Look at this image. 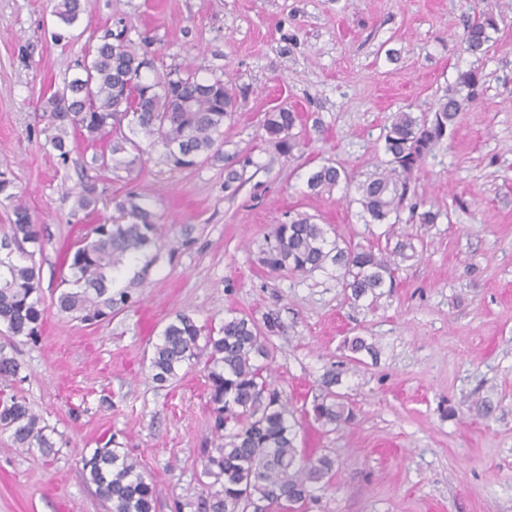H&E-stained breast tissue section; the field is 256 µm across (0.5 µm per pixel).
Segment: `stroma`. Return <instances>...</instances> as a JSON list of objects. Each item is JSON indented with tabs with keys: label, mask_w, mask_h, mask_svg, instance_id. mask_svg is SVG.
I'll use <instances>...</instances> for the list:
<instances>
[{
	"label": "stroma",
	"mask_w": 512,
	"mask_h": 512,
	"mask_svg": "<svg viewBox=\"0 0 512 512\" xmlns=\"http://www.w3.org/2000/svg\"><path fill=\"white\" fill-rule=\"evenodd\" d=\"M53 0H0V172L12 179L46 239L32 262L44 295L90 225L110 221L112 196L155 200L174 251L136 288L137 302L87 325L48 314L38 342L11 338L22 364L12 390L53 430L49 457L14 448L0 431V512H105L79 459L116 439L156 485L157 512L196 500L199 452L211 438L201 365L162 386L149 358L176 312L221 324L230 313L276 314L273 375L295 409L345 361L346 337L373 342L339 387L352 423L298 431L305 454H330L338 476L317 512H512V0H81L84 22L57 43ZM493 14L485 55L461 44L467 20ZM126 30L150 39L157 73L248 86L224 126V151L251 155L236 196L224 168L176 171L146 156L140 173L85 169L93 150L70 141L68 163L46 142L41 99L77 70L86 46ZM479 68V99L461 112L414 177V202L437 212L419 223L403 208L394 227L366 224L355 187L385 168L383 132L400 110L430 111L458 71ZM300 112L294 158L270 162L264 112ZM348 183L320 196L307 178L326 161ZM104 203L76 208L81 182ZM328 225L329 239L382 244L387 230L415 240L397 285L375 306L351 305L335 277L267 273L265 235L293 213ZM490 402V414L476 410Z\"/></svg>",
	"instance_id": "35a3bbf8"
}]
</instances>
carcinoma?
<instances>
[{
    "instance_id": "1",
    "label": "carcinoma",
    "mask_w": 512,
    "mask_h": 512,
    "mask_svg": "<svg viewBox=\"0 0 512 512\" xmlns=\"http://www.w3.org/2000/svg\"><path fill=\"white\" fill-rule=\"evenodd\" d=\"M80 0H56L53 16L55 42L70 38L81 22ZM492 15L468 22L463 41L468 53L486 50L489 31L496 28ZM78 71L42 104L50 113L56 134L50 139L61 163H66L69 133L97 144L91 165L104 172L132 173L144 162L146 148H163L165 163L173 170H190L203 163H224V191L236 195L252 160H230L224 155V124L233 119L238 97L245 89L220 78L203 79L198 73L173 71L163 79H150L154 68L149 43L136 46L124 32L110 33L88 50ZM477 70L458 72L433 106L425 112H397L383 135L388 167L358 183L360 218L366 224H389L404 207L414 173L423 165L435 142L455 124L459 112L477 99ZM298 113L281 107L264 114V141L279 158L290 159L301 148L292 130ZM348 179L346 172L325 163L307 178L313 194L333 191ZM12 181L0 172V196L12 202L8 230L0 237V324L7 333L29 341L39 338L48 306L39 274L27 260L42 249L43 234L25 204L10 192ZM99 195L88 184L78 192L77 209L91 213ZM116 216L98 224L82 237L65 258L70 276L51 299L60 315L98 323L134 304L126 290L109 284L130 265L145 275L161 258L166 239L151 197L130 190L113 199ZM328 229L308 215H299L273 227L260 246V264L276 273L287 270L307 276L333 270L336 280L357 303L373 305L392 288L399 261L416 256L412 238L405 237L388 251L329 240ZM283 329L273 316L257 323L246 314L231 315L219 327L199 325L185 311L175 314L153 346V380L165 384L192 364H203L209 387L213 439L202 449V475L206 496L197 512H269L288 506V512H312L319 507L320 491L336 475L328 455L304 456L296 445L300 421L271 375L274 351L268 337ZM21 364L0 346V383L14 382ZM343 371L329 369L319 383L312 417L334 428L354 420L353 409L335 387ZM0 429L10 432L15 447L53 452L50 426L15 394L0 396ZM83 474L109 512H155V485L146 480L140 464L120 446L105 443L81 458Z\"/></svg>"
}]
</instances>
